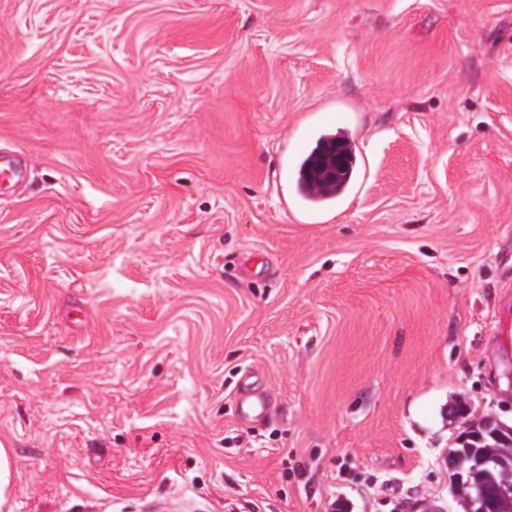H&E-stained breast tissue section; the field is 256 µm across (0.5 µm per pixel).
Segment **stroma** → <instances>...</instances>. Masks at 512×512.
I'll use <instances>...</instances> for the list:
<instances>
[{
  "label": "stroma",
  "mask_w": 512,
  "mask_h": 512,
  "mask_svg": "<svg viewBox=\"0 0 512 512\" xmlns=\"http://www.w3.org/2000/svg\"><path fill=\"white\" fill-rule=\"evenodd\" d=\"M324 131L360 169L312 211ZM2 150L10 512H463L449 406L512 425V0H0ZM340 139L343 140L346 144V148L349 151L350 156V162L349 167L352 166L353 163V154H352V145L348 142L346 138H343L341 136H335L330 138V141ZM329 139L322 137L317 145L310 151L309 155L307 156L304 165H303V173H302V182H307L309 175H313L314 177H321L322 175H325V167L326 164H328L333 158H336V156L341 155L342 156V168L345 165L346 159H345V150L343 147H341L339 144L336 143V152L333 154L332 148H329L328 150H324L320 153H318L323 145L325 143L330 142ZM318 153V154H317ZM322 178V177H321ZM0 180L16 185L24 180V167L19 155L3 152L0 155ZM493 336H495L501 353L507 358L512 356V301L510 297L497 309ZM251 374V371L245 372L236 393V405L243 420L260 418L266 415L272 406V400L266 391L253 386L250 380L254 376Z\"/></svg>",
  "instance_id": "35a3bbf8"
}]
</instances>
